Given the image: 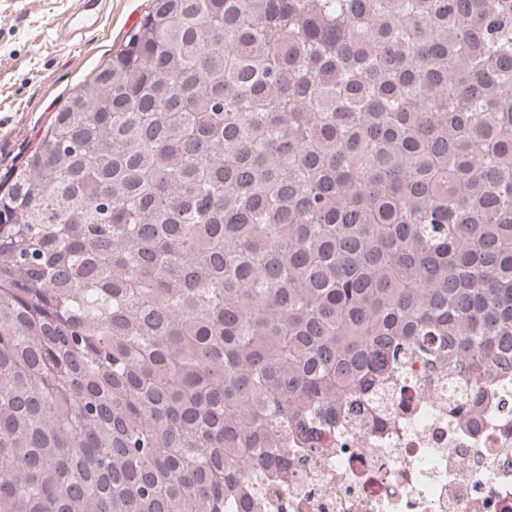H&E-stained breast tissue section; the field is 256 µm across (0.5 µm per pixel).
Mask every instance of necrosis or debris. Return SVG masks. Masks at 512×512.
I'll use <instances>...</instances> for the list:
<instances>
[{"label": "necrosis or debris", "mask_w": 512, "mask_h": 512, "mask_svg": "<svg viewBox=\"0 0 512 512\" xmlns=\"http://www.w3.org/2000/svg\"><path fill=\"white\" fill-rule=\"evenodd\" d=\"M247 512H512V413L479 429L448 418V386L411 383L401 402L348 426Z\"/></svg>", "instance_id": "necrosis-or-debris-1"}]
</instances>
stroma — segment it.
I'll return each mask as SVG.
<instances>
[{
    "mask_svg": "<svg viewBox=\"0 0 512 512\" xmlns=\"http://www.w3.org/2000/svg\"><path fill=\"white\" fill-rule=\"evenodd\" d=\"M152 0H110L84 43L64 33L71 0H0V181L19 169L57 107L121 48Z\"/></svg>",
    "mask_w": 512,
    "mask_h": 512,
    "instance_id": "stroma-1",
    "label": "stroma"
}]
</instances>
